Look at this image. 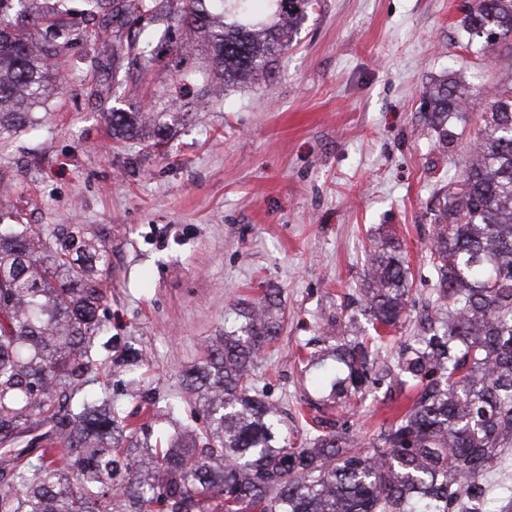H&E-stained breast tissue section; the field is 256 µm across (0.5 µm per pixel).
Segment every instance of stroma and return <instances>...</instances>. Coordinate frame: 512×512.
Returning <instances> with one entry per match:
<instances>
[{"label": "stroma", "mask_w": 512, "mask_h": 512, "mask_svg": "<svg viewBox=\"0 0 512 512\" xmlns=\"http://www.w3.org/2000/svg\"><path fill=\"white\" fill-rule=\"evenodd\" d=\"M158 3L150 27L168 37L151 72L127 48L135 30L97 45L96 69L93 50L73 45L40 125L0 146V178L11 184L0 211L110 231L107 363L82 392L106 395L117 417L155 440L201 425L183 402V370L223 334L232 304L274 288L284 322L256 381L280 405L281 430L298 442L345 424L374 440L417 397L398 385L396 365L433 296L438 197L458 180L487 91L512 60L468 40L463 0H311L268 74L227 87L210 78L207 47ZM181 70L200 83L176 107L165 89ZM452 74L469 84L467 116L449 119L443 143L423 91ZM146 104L174 112L172 137L159 146L114 138L105 113ZM389 236L412 274L408 313L362 398L330 400L320 381L332 363L325 320L340 311L352 333L372 335L359 304L365 261ZM172 401L182 407L171 419ZM483 486L487 507L512 512V450Z\"/></svg>", "instance_id": "obj_1"}]
</instances>
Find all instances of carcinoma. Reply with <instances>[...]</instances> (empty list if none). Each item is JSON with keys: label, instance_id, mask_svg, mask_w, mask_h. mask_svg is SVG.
<instances>
[{"label": "carcinoma", "instance_id": "carcinoma-1", "mask_svg": "<svg viewBox=\"0 0 512 512\" xmlns=\"http://www.w3.org/2000/svg\"><path fill=\"white\" fill-rule=\"evenodd\" d=\"M88 15L118 26L151 18L155 0H84ZM309 0H171L174 19L206 38L215 78L246 82L267 72L291 43ZM71 0H0V141L37 124L61 89L65 49L90 45L97 28H76ZM464 27L512 57V0H469ZM139 69L155 61L149 35L129 44ZM429 123L448 140V117L464 110L458 77L427 90ZM490 118L469 150L457 187L445 191L429 261L434 311L424 334L401 350L400 383L420 387L415 404L362 445L339 433L310 447L288 445L278 408L254 378L260 355L279 340L283 313L268 290L232 308L224 335L183 371L190 402L208 419L167 446L140 443L106 399L68 394L104 362L112 269L107 230L61 229L0 214V512H451L466 496L479 503L484 472L512 448V75L488 91ZM166 113L111 112L112 135L144 127L161 134ZM363 311L374 336L332 348L323 377L331 399L363 394L368 366L388 330L407 314L409 267L385 239L365 272ZM51 420L57 447L12 441Z\"/></svg>", "mask_w": 512, "mask_h": 512}]
</instances>
